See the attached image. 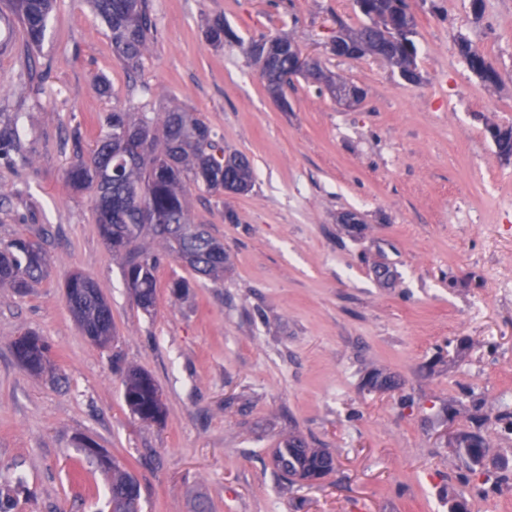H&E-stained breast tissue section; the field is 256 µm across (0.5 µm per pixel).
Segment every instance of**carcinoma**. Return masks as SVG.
Instances as JSON below:
<instances>
[{"label":"carcinoma","mask_w":512,"mask_h":512,"mask_svg":"<svg viewBox=\"0 0 512 512\" xmlns=\"http://www.w3.org/2000/svg\"><path fill=\"white\" fill-rule=\"evenodd\" d=\"M96 16L111 34L114 56L129 67L136 66L148 50L155 24L150 0H88ZM367 19L358 29L347 32L359 41L361 54L384 55L403 74L416 66L414 30L406 27V0H355ZM54 0H9L12 13L21 25L26 47L42 45L49 27ZM383 17L395 37L382 36L372 13ZM205 38L214 47L235 39L221 20L210 24ZM470 70L483 82L495 85L499 73L488 57L464 41L460 45ZM256 59L266 56L270 84L281 92L291 81L288 70L287 39L263 38L248 47ZM107 130L98 136L88 156L77 159L66 171V180L76 189H91L95 198L98 231L112 254L124 259L123 280L145 311L156 302L155 272L168 255L185 263L195 274L214 282L224 278L230 265L224 244L202 224L193 223L187 202L188 186L203 188L220 196L242 195L254 186L250 160L227 153L212 129L192 112L174 108L153 118L146 112L114 107L105 118ZM486 130L499 157H512V125L489 124ZM7 148L24 157L22 133L17 121L0 127V150ZM150 233L161 249L141 246ZM46 253L41 239L18 236L0 244V284L24 292L44 275ZM66 287V303L75 321L87 336L112 333V310L96 283L81 273H73ZM18 363L32 373H40L52 345L36 332H27L12 343ZM123 397L131 413L143 422H158L164 405L158 386L145 371L129 367L122 372ZM472 463L470 472L481 464L486 444L482 435L471 434L458 441ZM97 466L110 475L112 512H140V485L116 461L96 459ZM278 475L295 480H317L334 469V460L325 448H311L301 436H291L275 457Z\"/></svg>","instance_id":"carcinoma-1"}]
</instances>
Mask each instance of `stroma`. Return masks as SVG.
I'll use <instances>...</instances> for the list:
<instances>
[{"label": "stroma", "mask_w": 512, "mask_h": 512, "mask_svg": "<svg viewBox=\"0 0 512 512\" xmlns=\"http://www.w3.org/2000/svg\"><path fill=\"white\" fill-rule=\"evenodd\" d=\"M408 3L415 84L330 54L338 25L364 21L354 0H151L157 34L133 70L86 0H56L36 68L13 27L0 113L17 115L28 160L0 157V242L48 231L46 274L22 293L0 287V490L15 512H111L84 437L135 476L141 512H450L462 500L512 512V480L478 495L456 446L478 410L489 476L512 456V159L486 131L512 125V0ZM216 17L236 41L206 43ZM276 35L362 88L360 105L297 77L280 107L247 54ZM462 39L499 85L469 70ZM115 106L195 113L256 172L245 195L190 189L192 220L230 267L214 283L165 259L149 312L99 235L91 191L65 181ZM346 211L363 230L340 223ZM76 271L112 309L108 346L67 307ZM29 330L52 345L38 374L12 350ZM130 366L158 384L161 421L128 410ZM375 373L396 389L372 386ZM292 435L328 449L334 471L279 480L273 455Z\"/></svg>", "instance_id": "1"}]
</instances>
